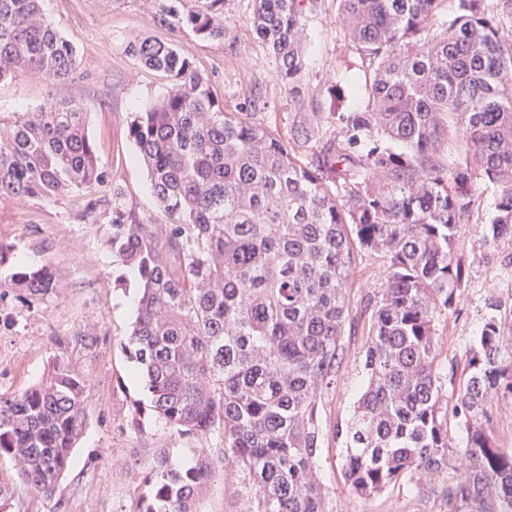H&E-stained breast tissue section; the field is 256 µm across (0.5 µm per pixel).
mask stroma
Returning <instances> with one entry per match:
<instances>
[{
    "label": "stroma",
    "mask_w": 512,
    "mask_h": 512,
    "mask_svg": "<svg viewBox=\"0 0 512 512\" xmlns=\"http://www.w3.org/2000/svg\"><path fill=\"white\" fill-rule=\"evenodd\" d=\"M193 4L42 0L44 18L75 44V70L53 85L23 68L0 82V113L32 112L51 97L79 103L108 176L89 198L0 200V242L16 246L25 268H47L54 282L46 295L33 296L13 286L7 268L0 267V393L35 385L58 357L85 379L90 392L84 432L52 497L20 485L12 460L0 457V478L15 486L7 512H131L138 494L136 460L162 448L182 463L191 461L190 440L168 436L147 413L140 423L132 421L136 401L147 394L122 344L136 316L139 289L134 273L113 254L105 229L117 207L146 224L166 221L147 170L135 157L129 126L133 113L157 103L168 83L132 55L130 45L148 37L174 44L225 111L264 126L305 163L335 138L337 113L364 105L355 87L372 70L345 35L337 0H304L301 70L292 81L283 78L280 60L254 31L255 0H224V36L215 40L165 23L166 8ZM309 126L314 136L307 139ZM473 193L457 252L465 271L463 296L438 322L439 363L457 368L464 367L491 308H498L504 333L512 335V242L486 238L495 190L478 182ZM91 198L96 207L90 212ZM381 264L376 254L355 249L348 289L352 312L366 305ZM366 337L363 320L346 323L336 391L322 410L324 429L353 410L364 384ZM322 446L318 479L332 512H443L440 492L448 470L362 499L344 483L342 445L328 438Z\"/></svg>",
    "instance_id": "stroma-1"
}]
</instances>
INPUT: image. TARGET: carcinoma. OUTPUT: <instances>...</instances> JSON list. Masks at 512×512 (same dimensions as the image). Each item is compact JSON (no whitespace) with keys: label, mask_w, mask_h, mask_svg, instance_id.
Segmentation results:
<instances>
[{"label":"carcinoma","mask_w":512,"mask_h":512,"mask_svg":"<svg viewBox=\"0 0 512 512\" xmlns=\"http://www.w3.org/2000/svg\"><path fill=\"white\" fill-rule=\"evenodd\" d=\"M167 11L171 26L224 37V0ZM302 0H256L255 30L284 74L299 72ZM347 35L372 67L366 105L338 112L335 139L298 161L265 127L238 119L172 44L131 46L169 81L135 113L129 135L169 218L165 228L112 218L107 243L138 278L124 348L169 436L144 463L133 512H197L213 476L204 442L224 439L235 475L230 512H330L317 480L325 397L336 391L349 316L352 245L383 259L367 303L365 383L330 434L362 498L411 483L460 457L445 512H512V448L493 436L492 398L512 396V346L491 315L469 349L453 405L442 403L438 318L460 299L456 258L477 181L496 190L487 238L512 241V0H338ZM75 67L74 43L41 15V0H0V80L19 68L55 82ZM459 158L448 166V137ZM107 175L74 101L0 113V198L86 195ZM33 294L45 270L15 268ZM86 380L60 359L41 383L0 395V456L30 490L50 496L86 422ZM465 432L448 447L447 414Z\"/></svg>","instance_id":"cac0c4a2"}]
</instances>
